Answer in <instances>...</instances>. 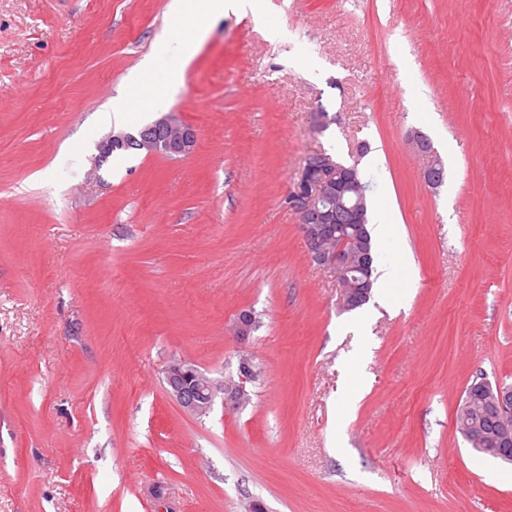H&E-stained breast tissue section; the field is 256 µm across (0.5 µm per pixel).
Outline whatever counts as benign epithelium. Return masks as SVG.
Wrapping results in <instances>:
<instances>
[{
	"label": "benign epithelium",
	"instance_id": "7a95c632",
	"mask_svg": "<svg viewBox=\"0 0 512 512\" xmlns=\"http://www.w3.org/2000/svg\"><path fill=\"white\" fill-rule=\"evenodd\" d=\"M196 141L195 130L171 114L163 115L135 136L122 132L108 135L98 145L94 164L95 168H100L117 146L130 145L148 154L185 155L194 149ZM414 146L418 156L426 159L421 173L423 181L431 188L440 187L445 180V168L430 140L418 132ZM287 200L288 208L298 216L311 259L335 275L340 305L347 309L352 307L368 292L364 278L372 262L368 245L358 229L352 235H343L334 250L324 244L330 235V225L364 223V193L355 171L336 163L322 151L313 153L306 158L298 180L288 191ZM233 331L241 342L249 338V312L238 315ZM165 379L170 395L189 413H207L220 394L225 403L235 409L247 396L246 383L254 379L253 362L250 357L241 356L237 378L223 385L214 384L195 365L181 360L168 365ZM476 386L486 394L488 409L501 417L502 442L511 441L508 420L512 418V384H493L483 379Z\"/></svg>",
	"mask_w": 512,
	"mask_h": 512
}]
</instances>
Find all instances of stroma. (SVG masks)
Returning <instances> with one entry per match:
<instances>
[{
	"label": "stroma",
	"instance_id": "1",
	"mask_svg": "<svg viewBox=\"0 0 512 512\" xmlns=\"http://www.w3.org/2000/svg\"><path fill=\"white\" fill-rule=\"evenodd\" d=\"M167 4L0 0V512H512V465L454 425L512 383V0H258L169 101L194 150L94 169ZM318 151L372 158L399 313L342 310L311 260L285 198ZM243 355V409L169 395L171 362L220 383ZM414 146L418 156L426 159L421 173L423 181L431 188L440 187L445 180V168L439 161L441 158L439 156L437 158V152L430 140L423 133L417 132L414 137Z\"/></svg>",
	"mask_w": 512,
	"mask_h": 512
}]
</instances>
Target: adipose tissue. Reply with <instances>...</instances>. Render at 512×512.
Masks as SVG:
<instances>
[{"label": "adipose tissue", "instance_id": "1", "mask_svg": "<svg viewBox=\"0 0 512 512\" xmlns=\"http://www.w3.org/2000/svg\"><path fill=\"white\" fill-rule=\"evenodd\" d=\"M254 4L255 0H169L167 10L172 22L171 32L161 36L154 52L145 56L129 73L124 93L112 101L108 121H126L144 99L149 100L152 106L162 105L167 96L180 86L186 65L206 41L208 20L230 11L248 13ZM163 59L170 63L167 76L162 84H151L150 78Z\"/></svg>", "mask_w": 512, "mask_h": 512}]
</instances>
